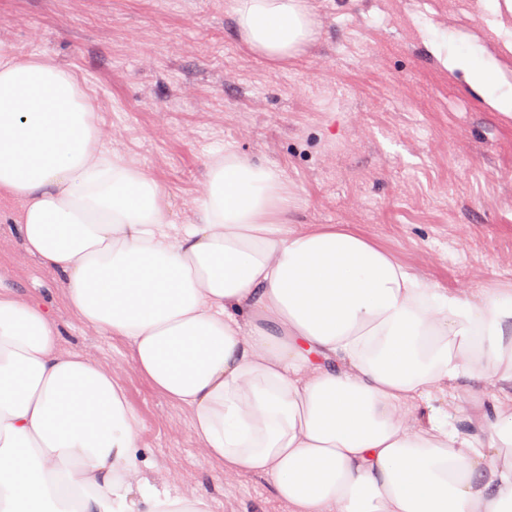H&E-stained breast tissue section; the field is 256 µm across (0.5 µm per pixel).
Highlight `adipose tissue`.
I'll list each match as a JSON object with an SVG mask.
<instances>
[{"mask_svg":"<svg viewBox=\"0 0 512 512\" xmlns=\"http://www.w3.org/2000/svg\"><path fill=\"white\" fill-rule=\"evenodd\" d=\"M240 40L297 56L309 0H231ZM445 53L489 107L477 37ZM197 221L102 139L73 73L0 42V196L81 320L125 341L228 474L269 477L289 512H512V284L447 292L349 230H294L282 172L208 162ZM463 379L500 392L485 431L418 403ZM140 421L110 372L60 348L54 317L0 290V512H211L144 478Z\"/></svg>","mask_w":512,"mask_h":512,"instance_id":"obj_1","label":"adipose tissue"}]
</instances>
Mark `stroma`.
<instances>
[{
  "mask_svg": "<svg viewBox=\"0 0 512 512\" xmlns=\"http://www.w3.org/2000/svg\"><path fill=\"white\" fill-rule=\"evenodd\" d=\"M316 39L269 62L237 35L231 0H0V41L75 72L104 141L196 223L215 153L281 169L293 229L355 231L436 287L512 284V121L450 76L430 40L494 50L489 0H312ZM0 198V286L48 305L62 348L109 370L138 414L145 477L213 512H288L269 478L224 475L191 414L154 391L128 345L86 325L16 231ZM498 390L462 381L455 424L486 429Z\"/></svg>",
  "mask_w": 512,
  "mask_h": 512,
  "instance_id": "35a3bbf8",
  "label": "stroma"
}]
</instances>
